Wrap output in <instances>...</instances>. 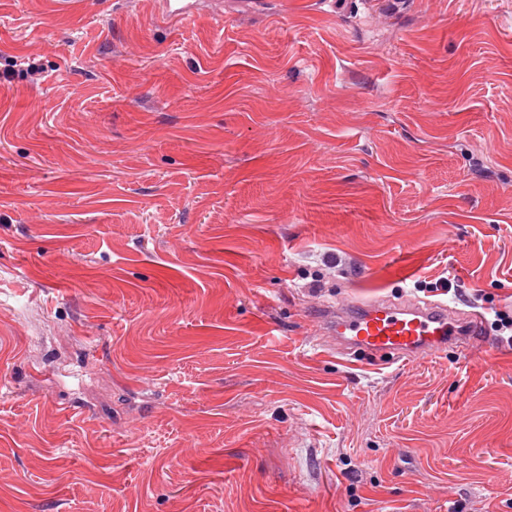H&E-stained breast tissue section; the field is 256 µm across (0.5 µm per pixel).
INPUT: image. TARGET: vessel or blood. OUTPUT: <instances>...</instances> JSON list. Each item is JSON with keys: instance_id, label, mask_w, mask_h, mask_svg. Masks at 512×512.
Returning <instances> with one entry per match:
<instances>
[{"instance_id": "1", "label": "vessel or blood", "mask_w": 512, "mask_h": 512, "mask_svg": "<svg viewBox=\"0 0 512 512\" xmlns=\"http://www.w3.org/2000/svg\"><path fill=\"white\" fill-rule=\"evenodd\" d=\"M156 3L159 14L175 25L191 20L201 7V0ZM481 328L476 314L460 313L444 301L420 306L379 300L324 307L317 334L324 347L344 355L409 359L437 354L451 346L468 353Z\"/></svg>"}]
</instances>
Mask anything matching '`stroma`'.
Masks as SVG:
<instances>
[{"mask_svg": "<svg viewBox=\"0 0 512 512\" xmlns=\"http://www.w3.org/2000/svg\"><path fill=\"white\" fill-rule=\"evenodd\" d=\"M0 512H512V0H0ZM318 282L310 292V282ZM159 14L170 24H183L201 8L200 0H156ZM481 328L476 314L460 313L447 301L420 306L379 300L324 307L317 335L336 353L409 359L450 346L467 354Z\"/></svg>", "mask_w": 512, "mask_h": 512, "instance_id": "obj_1", "label": "stroma"}]
</instances>
